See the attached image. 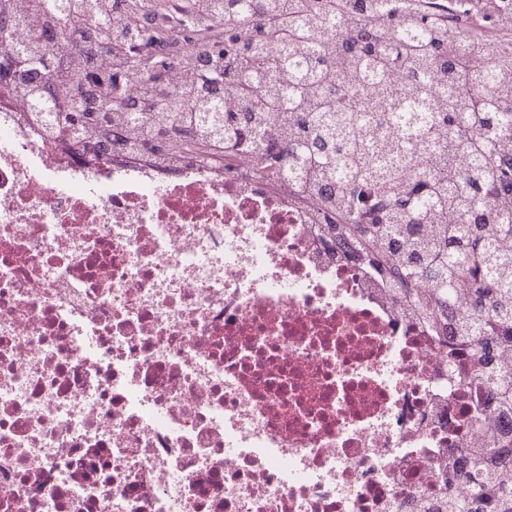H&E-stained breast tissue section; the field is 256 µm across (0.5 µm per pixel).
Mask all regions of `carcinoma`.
<instances>
[{"label":"carcinoma","instance_id":"cac0c4a2","mask_svg":"<svg viewBox=\"0 0 512 512\" xmlns=\"http://www.w3.org/2000/svg\"><path fill=\"white\" fill-rule=\"evenodd\" d=\"M469 10L512 29V0H467ZM86 5L53 0V13L74 25ZM214 12L236 19L223 54L235 58L236 103L209 105L198 119L213 153L258 146L271 164L305 174L330 192L341 221L355 226L343 243L374 260L382 250L400 278L436 280L434 295L402 301L427 308L428 328L455 320V288L464 283L474 320L456 325L459 342L485 367L490 351L512 352V68L505 47L468 45L461 29L420 2L398 8L393 0H215ZM339 29V41L324 37ZM275 42L280 54L269 56ZM355 72L364 87L326 88L324 70ZM288 71V83L273 76ZM85 128L104 143L137 126L134 112L112 118L85 113ZM363 127V138L353 137ZM437 144L447 164L412 181L400 178L396 158ZM372 191V208L353 199ZM418 224H431L423 236ZM494 409L512 413V380L498 381ZM475 474L460 499L446 491L432 512H512V433L501 432L461 460Z\"/></svg>","mask_w":512,"mask_h":512}]
</instances>
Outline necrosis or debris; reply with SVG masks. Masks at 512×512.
I'll list each match as a JSON object with an SVG mask.
<instances>
[{"label": "necrosis or debris", "mask_w": 512, "mask_h": 512, "mask_svg": "<svg viewBox=\"0 0 512 512\" xmlns=\"http://www.w3.org/2000/svg\"><path fill=\"white\" fill-rule=\"evenodd\" d=\"M143 12L170 62L118 81L120 108L195 87L234 27ZM1 30L0 512H412L449 455L512 430L456 337L421 332L322 233L339 219L305 179L206 157L165 111L108 148L56 134L92 73L33 100L21 50L70 51L73 28L34 40L0 0Z\"/></svg>", "instance_id": "obj_1"}]
</instances>
